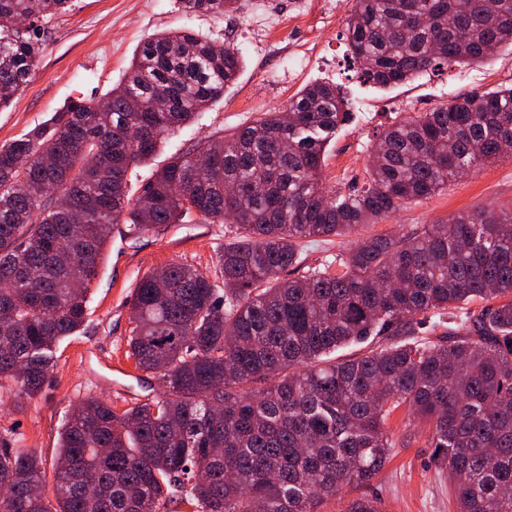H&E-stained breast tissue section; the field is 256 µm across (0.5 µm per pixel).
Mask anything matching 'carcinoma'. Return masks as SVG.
Segmentation results:
<instances>
[{"label": "carcinoma", "instance_id": "1", "mask_svg": "<svg viewBox=\"0 0 512 512\" xmlns=\"http://www.w3.org/2000/svg\"><path fill=\"white\" fill-rule=\"evenodd\" d=\"M72 6L0 0L1 106L37 66L45 24ZM180 6L224 15L245 0ZM346 31L359 81L403 84L512 46V0H355ZM240 69L231 46L161 33L101 101H70L0 146V382L21 397L39 395L59 342L84 326L114 225L140 235L230 218L239 233L217 256L222 290L180 262L139 279L128 354L163 391L122 412L85 398L60 431L53 496L41 456L0 437V488H10L0 512H320L384 468L387 420L403 404L430 425L457 512H512V212L368 236L336 257L340 274L284 277L302 262V239L344 236L511 157L512 87L396 120L363 185L329 196L325 148L351 112L335 84L314 82L288 102L296 124L274 112L215 134L130 197L129 172ZM48 183L69 197L66 212ZM462 302L482 307L459 319L449 308ZM375 336L411 340L332 358ZM343 512H382L381 502L360 497Z\"/></svg>", "mask_w": 512, "mask_h": 512}]
</instances>
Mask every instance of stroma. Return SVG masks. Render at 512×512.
<instances>
[{
    "label": "stroma",
    "instance_id": "1",
    "mask_svg": "<svg viewBox=\"0 0 512 512\" xmlns=\"http://www.w3.org/2000/svg\"><path fill=\"white\" fill-rule=\"evenodd\" d=\"M247 0L227 15L186 13L177 0H74L71 11L46 25L47 48L21 94L0 108V145L42 125L66 101L103 97L124 76L143 43L164 31L190 32L217 45L235 47L243 67L222 98L178 132L165 135L153 164L135 168L141 185L154 166L214 134L239 128L278 111L306 84L326 78L351 103L352 119L330 143L322 169L326 189L349 191L362 185L377 135L401 114L429 112L460 94H487L512 85V48L470 64L451 63L413 81L379 87L363 84L351 67L346 22L352 0ZM276 15L278 25L263 34L252 29L257 10ZM482 209L512 210V159L504 157L451 181L427 200L403 205L389 218L358 227L346 236L310 237L302 245L305 264L318 268L347 253L369 235L400 236L454 215ZM232 223L156 227L145 235L115 225L103 266L90 287L85 325L58 347L53 375L34 399L18 396L12 384L0 386V435L14 448L41 455L52 465L58 433L78 403L98 396L125 410L161 392L150 373L128 356L133 328L131 300L138 280L172 262L212 271L217 254L234 240ZM395 443L382 471L361 487H344L340 499L321 512H340L361 496L381 501L384 512H456L446 475L431 463L429 428L397 409L388 421Z\"/></svg>",
    "mask_w": 512,
    "mask_h": 512
}]
</instances>
